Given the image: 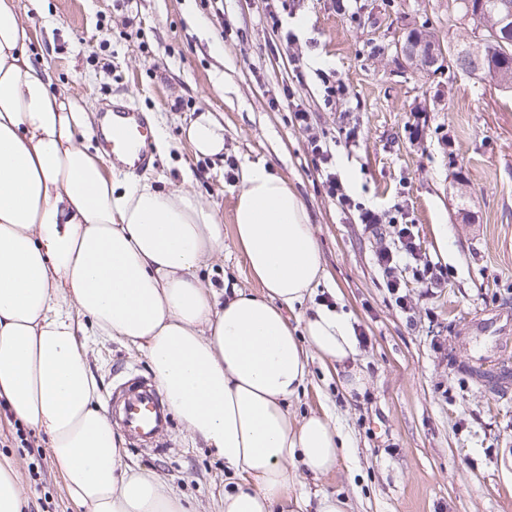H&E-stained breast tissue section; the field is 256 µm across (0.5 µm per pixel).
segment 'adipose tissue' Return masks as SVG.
I'll list each match as a JSON object with an SVG mask.
<instances>
[{
  "label": "adipose tissue",
  "instance_id": "obj_1",
  "mask_svg": "<svg viewBox=\"0 0 512 512\" xmlns=\"http://www.w3.org/2000/svg\"><path fill=\"white\" fill-rule=\"evenodd\" d=\"M30 32L0 0V402L43 432L78 512H195L152 472L95 403L87 334L141 349L170 410L224 460L222 512H345L325 493L289 495L290 469L335 470L346 446L330 412L293 421L308 355L361 393L349 317L303 310L325 271L309 211L263 161L241 169L234 240L259 291L204 285L224 249L215 210L188 191L108 174L87 140L88 102L55 88L25 53ZM194 152L224 158L212 113L188 120Z\"/></svg>",
  "mask_w": 512,
  "mask_h": 512
}]
</instances>
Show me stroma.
<instances>
[{"label": "stroma", "mask_w": 512, "mask_h": 512, "mask_svg": "<svg viewBox=\"0 0 512 512\" xmlns=\"http://www.w3.org/2000/svg\"><path fill=\"white\" fill-rule=\"evenodd\" d=\"M31 30L26 51L46 60L57 87L109 105L132 96L156 131L144 172L214 207L224 252L204 281L257 289L233 244L244 163L266 161L307 206L327 277L311 304L350 314L357 363L370 379L346 396L331 364L313 360L292 417L331 408L347 440L335 471L297 470L309 497L334 493L349 512H512V388L500 393L461 371L458 337L486 309L512 307V90L443 67H409L398 45L411 31L463 45L471 26L456 0H14ZM346 95L323 103L321 74ZM312 114L300 129L295 104ZM224 124V164L194 154L182 128L200 112ZM330 144L350 197L381 212L369 230L322 184L309 141ZM406 224L444 270L418 282L399 269L405 304L376 262ZM97 405L125 370L151 379L142 351L107 336L88 349ZM166 451L127 447L124 461L154 472L198 512H220L224 461L191 440L180 420ZM46 437L0 414L26 512H77L50 458L24 442Z\"/></svg>", "instance_id": "obj_1"}]
</instances>
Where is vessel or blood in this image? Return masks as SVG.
Here are the masks:
<instances>
[{"instance_id":"b4317fda","label":"vessel or blood","mask_w":512,"mask_h":512,"mask_svg":"<svg viewBox=\"0 0 512 512\" xmlns=\"http://www.w3.org/2000/svg\"><path fill=\"white\" fill-rule=\"evenodd\" d=\"M148 131L132 100L112 107V138L108 151L115 156ZM477 336L465 360L466 368L483 383L500 387L512 379V314L490 310L476 321ZM114 423L138 445L160 449L158 437L170 425L165 401L154 385L135 373L125 375L107 400Z\"/></svg>"}]
</instances>
